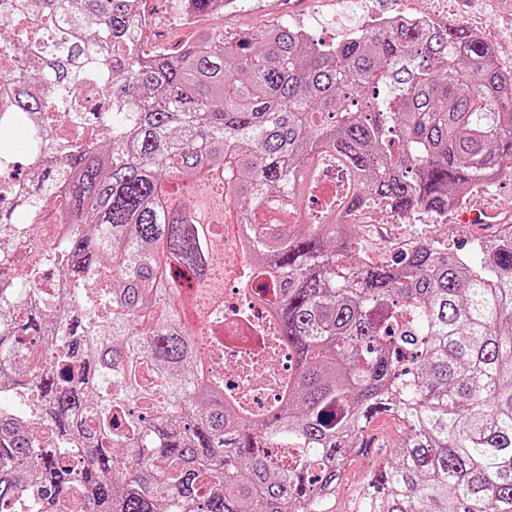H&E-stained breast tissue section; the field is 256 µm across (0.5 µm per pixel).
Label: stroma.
<instances>
[{
    "label": "stroma",
    "mask_w": 512,
    "mask_h": 512,
    "mask_svg": "<svg viewBox=\"0 0 512 512\" xmlns=\"http://www.w3.org/2000/svg\"><path fill=\"white\" fill-rule=\"evenodd\" d=\"M143 9L153 19L145 30L149 46L164 48L181 46L205 29L214 28L232 36L284 22L301 26L312 38L332 44L356 19L369 13H426L445 24L467 26L492 47L501 68L512 71V5L507 0H365L361 6L350 5L349 0H247L242 8L198 17L192 25L182 21V0H144ZM465 205L511 213L512 173L503 174L491 186L469 191ZM356 218V249L376 264L389 261L405 241H428L470 257L474 254V239H489L498 230L494 224L460 223L454 211L438 220L424 213L404 220L375 206L357 213ZM403 433L402 422L389 415L377 416L367 425L364 444L347 462V479L327 501V512H353L363 483L370 473L390 461L392 446Z\"/></svg>",
    "instance_id": "1"
}]
</instances>
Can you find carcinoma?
<instances>
[{"label":"carcinoma","instance_id":"1","mask_svg":"<svg viewBox=\"0 0 512 512\" xmlns=\"http://www.w3.org/2000/svg\"><path fill=\"white\" fill-rule=\"evenodd\" d=\"M226 0H187L197 14ZM13 113L61 108L95 70L94 147L40 140L25 224L60 193L70 287L0 288V512H325L381 414L405 429L356 512H512V224L474 262L414 242L383 265L344 213L448 215L512 160V74L454 24H356L331 45L277 24L150 50L139 0H13ZM223 185L224 203L210 190ZM214 206L204 234L195 214ZM272 295L288 390L261 413L209 374L224 211ZM272 211L273 222L258 215ZM56 319L46 331L47 319ZM46 351H38V342Z\"/></svg>","mask_w":512,"mask_h":512}]
</instances>
